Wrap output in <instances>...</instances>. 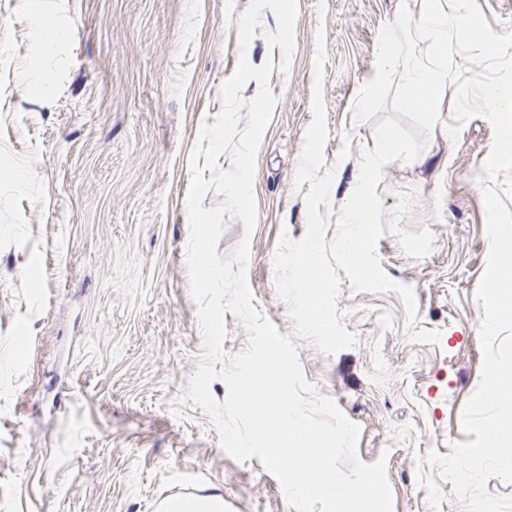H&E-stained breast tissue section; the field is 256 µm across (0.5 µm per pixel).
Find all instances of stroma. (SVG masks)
<instances>
[{
  "instance_id": "stroma-1",
  "label": "stroma",
  "mask_w": 512,
  "mask_h": 512,
  "mask_svg": "<svg viewBox=\"0 0 512 512\" xmlns=\"http://www.w3.org/2000/svg\"><path fill=\"white\" fill-rule=\"evenodd\" d=\"M0 0V512H149L195 483L221 494L224 512H294L258 458L231 459L201 408H170L202 357L198 305L186 265L191 156L239 56L278 64L277 28L241 48L249 0ZM425 0H298L288 71L273 69L277 103L254 179L257 222L226 219L217 252L249 242L254 307L280 334L294 330L275 286L282 234L306 232L295 174L313 120L326 110L324 168L333 181L325 238L354 189L376 122L356 102L375 75L381 29ZM52 43L36 40L41 25ZM323 74H316L318 49ZM49 75L37 85L35 77ZM455 85L410 163H388L377 193L386 211L413 190L402 228L429 227L430 253L410 257L391 232L381 266L411 287L400 297L340 282L338 308L354 347L328 355L299 341L303 373L360 427L365 463L385 459L393 512H462L450 482L424 462L468 441L463 410L482 379L478 286L490 243L480 175L493 130L453 122ZM22 169L27 179L9 177Z\"/></svg>"
}]
</instances>
